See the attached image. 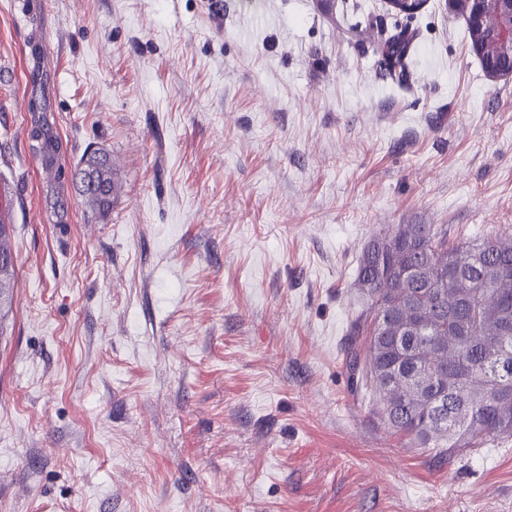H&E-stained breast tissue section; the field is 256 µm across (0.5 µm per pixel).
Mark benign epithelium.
<instances>
[{
  "label": "benign epithelium",
  "mask_w": 512,
  "mask_h": 512,
  "mask_svg": "<svg viewBox=\"0 0 512 512\" xmlns=\"http://www.w3.org/2000/svg\"><path fill=\"white\" fill-rule=\"evenodd\" d=\"M473 8L467 15V24L473 29H483L486 12L495 9L502 19L496 32L499 51L486 54L480 47L473 48L482 61L487 76L492 80L512 78V0H471Z\"/></svg>",
  "instance_id": "obj_1"
}]
</instances>
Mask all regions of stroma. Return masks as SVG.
I'll list each match as a JSON object with an SVG mask.
<instances>
[{
    "instance_id": "stroma-1",
    "label": "stroma",
    "mask_w": 512,
    "mask_h": 512,
    "mask_svg": "<svg viewBox=\"0 0 512 512\" xmlns=\"http://www.w3.org/2000/svg\"><path fill=\"white\" fill-rule=\"evenodd\" d=\"M401 32L402 77L381 54ZM0 56V512H512V437L439 462L342 361L388 225L512 240V79L463 16L0 0ZM95 150L104 217L75 178ZM82 164L76 174L79 176L83 197L92 210L104 217L110 211L112 197L116 193L110 157L105 153L94 152ZM13 232V225L6 224L2 218L0 219V256L8 261L9 264L6 263V268L1 276L0 274V304L2 305L3 298L6 294H9L11 283L14 279L16 269H15V257L11 248V235Z\"/></svg>"
}]
</instances>
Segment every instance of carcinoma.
I'll return each instance as SVG.
<instances>
[{
	"mask_svg": "<svg viewBox=\"0 0 512 512\" xmlns=\"http://www.w3.org/2000/svg\"><path fill=\"white\" fill-rule=\"evenodd\" d=\"M406 52L402 37L388 40L387 65L404 73ZM77 175L91 209L107 215L110 157L90 154ZM12 232L0 219V302L16 273ZM355 285L367 303L350 325L345 364L390 429L443 461L512 436L511 242L451 244L436 224H394L363 249Z\"/></svg>",
	"mask_w": 512,
	"mask_h": 512,
	"instance_id": "cac0c4a2",
	"label": "carcinoma"
}]
</instances>
